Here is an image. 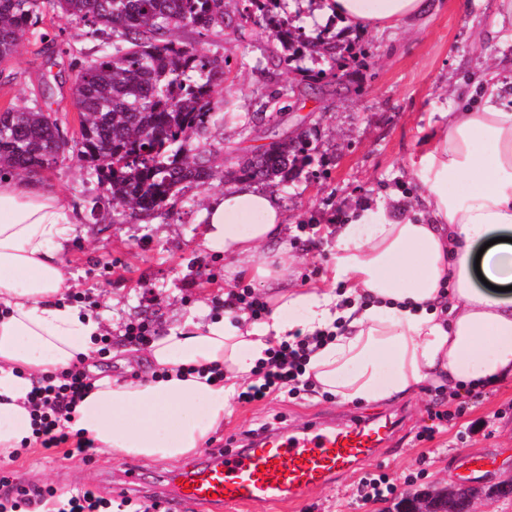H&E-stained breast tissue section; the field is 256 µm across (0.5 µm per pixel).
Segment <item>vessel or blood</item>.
Wrapping results in <instances>:
<instances>
[{
	"label": "vessel or blood",
	"mask_w": 512,
	"mask_h": 512,
	"mask_svg": "<svg viewBox=\"0 0 512 512\" xmlns=\"http://www.w3.org/2000/svg\"><path fill=\"white\" fill-rule=\"evenodd\" d=\"M397 427L387 417H360L339 428L317 424L297 433H267L251 448L211 452L208 463L180 474L174 498L232 508L294 498L377 452Z\"/></svg>",
	"instance_id": "b4317fda"
}]
</instances>
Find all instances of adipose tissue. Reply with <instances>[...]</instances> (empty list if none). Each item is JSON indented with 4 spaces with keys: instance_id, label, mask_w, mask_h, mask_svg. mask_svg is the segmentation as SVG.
Listing matches in <instances>:
<instances>
[{
    "instance_id": "ef3b65f1",
    "label": "adipose tissue",
    "mask_w": 512,
    "mask_h": 512,
    "mask_svg": "<svg viewBox=\"0 0 512 512\" xmlns=\"http://www.w3.org/2000/svg\"><path fill=\"white\" fill-rule=\"evenodd\" d=\"M433 0H323L332 18L367 31L426 16ZM406 206L377 196L336 227L322 284L287 286L285 215L243 183L203 210L201 244L223 255L225 287L281 283L266 320L206 321L193 312L146 349H122L153 373L97 375L76 426L98 451L176 461L223 424L256 364L294 331L340 326L309 357L315 388L338 402L404 398L427 383L480 389L512 379V58L461 87L411 169ZM73 210L36 181L0 177V457L31 439L33 381L95 359L102 324L65 303L60 259ZM493 283L479 290L476 279ZM220 365L223 382L198 375Z\"/></svg>"
}]
</instances>
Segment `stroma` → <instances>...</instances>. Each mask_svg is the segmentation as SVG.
Masks as SVG:
<instances>
[{"label": "stroma", "instance_id": "obj_1", "mask_svg": "<svg viewBox=\"0 0 512 512\" xmlns=\"http://www.w3.org/2000/svg\"><path fill=\"white\" fill-rule=\"evenodd\" d=\"M495 6L496 0H478L466 14L457 0H435L431 13L410 23L349 32L345 40L356 61L339 73L348 92L339 95L329 88L316 98L280 101L278 132L302 125L316 132L313 163L288 184L269 188L286 215L296 287L315 285L326 274L335 253L336 226L351 209L390 191L403 203L416 195L410 166L453 92L477 81L496 61L495 47L480 38ZM178 38L224 59V82L214 98L225 118L210 125L207 135L216 151L215 165L237 168L263 142L262 129L246 126L259 98L294 79L285 68L265 65L282 47L269 30L250 22L239 31L217 29L203 38L188 27ZM110 39V33L48 12L27 32L18 54L0 66V109L39 105L56 118L67 140L78 139L72 87L80 66L97 58ZM41 183L59 191L77 210L61 253L67 276L64 300L102 318L107 326L109 340L93 362L98 371L114 377L144 371V364L130 368L114 355L126 345L129 324L146 322L158 337L202 304L209 317L224 316L225 261L201 246L200 218L214 196L234 187V179L187 188L174 207L146 220L119 214L107 184L73 152L45 171ZM455 406L451 397L431 386L411 398L362 405H341L311 391L250 404L235 401L206 447H241L264 423L296 432L313 423H345L357 415L401 413L405 427L392 445L350 472L290 505L236 510L396 512L397 503L408 495L463 483L485 488L512 479V381L485 389L463 417L445 424L433 439H420L429 423L428 408ZM202 457L197 451L181 462L166 463L115 458L94 449L84 458L62 449L49 457L33 443L0 458V473L28 485L53 487L60 494L88 486L124 512H144L155 501L168 508L172 477ZM379 475L393 485V492L380 501L364 502L361 480Z\"/></svg>", "mask_w": 512, "mask_h": 512}]
</instances>
